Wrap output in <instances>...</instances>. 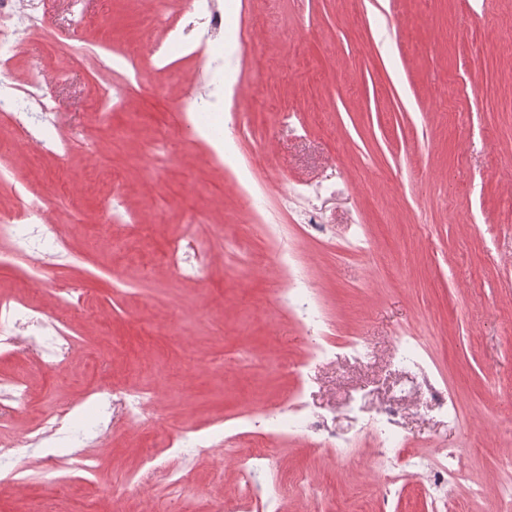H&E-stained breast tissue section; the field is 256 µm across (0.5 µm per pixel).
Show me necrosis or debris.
<instances>
[{"instance_id": "obj_1", "label": "necrosis or debris", "mask_w": 512, "mask_h": 512, "mask_svg": "<svg viewBox=\"0 0 512 512\" xmlns=\"http://www.w3.org/2000/svg\"><path fill=\"white\" fill-rule=\"evenodd\" d=\"M156 25L165 33L163 42L157 43L152 55L162 60L173 50L191 48L210 63L209 71L197 72L194 91L203 99V111L220 112L224 109V0H191L187 14L171 20L156 18ZM46 20L37 13L36 0H0V62L8 63L23 37L33 28L45 26ZM36 113L14 111L12 99L0 98V112L10 113L19 131L20 144L35 150L48 147L61 152L72 148L70 139L51 122L52 97L48 93L35 95ZM327 185L320 184L304 190L290 189L283 198L286 207L297 209L298 221L306 229L321 237H329L333 229L316 207L317 199L328 194ZM46 208L41 201H22L18 212H0V260L14 255L26 258L35 279H42L43 272L66 251L65 236L60 225L47 223ZM276 268L284 286L277 300L279 307L293 312L306 335V358L332 360L336 355L359 363L371 357V349L362 336L348 337L343 346H336L321 330L324 308L318 294L307 288L299 269L295 251L274 247ZM78 289L70 284L52 287L55 301L63 312L68 311ZM61 316H49L24 302L0 296V355L25 351L40 361L59 364L73 357L79 346L66 330ZM395 365L403 370L415 371L418 382L410 386L409 394L428 400L449 427H460L461 421L455 401L444 383L436 380L426 360L420 336L405 330L395 339ZM96 402L104 412L94 428V434L84 446L72 455L60 456L53 449L70 430L69 416L72 403L56 405L43 415L40 423L20 438L0 436V482L24 487L27 478L16 467L15 458L22 448L42 449L40 458L42 477L48 485H55L58 473L71 469L92 477L98 468L96 449L112 438V431L121 423L145 417L151 397L147 390L120 385L99 387ZM406 410L398 402L379 403L368 429L375 438L373 450L377 467H393L390 478L378 481L374 495L379 502H387L395 484L408 474L418 476L435 504L447 501L449 487L469 482L468 471L463 465L464 451L460 448H438L436 455L409 448L402 433V420ZM306 432L319 447L330 450L334 457L351 461L355 456L350 437L336 431L327 418L308 408L302 393H295L287 405H270L264 410L243 416L240 426L225 430L223 446H233L241 436H248L249 445L235 448L237 471L245 502L244 512H263L262 493L254 484V476L265 472L267 485L278 488L281 482L276 469L274 442L288 440L297 432ZM138 483L152 486L168 483L176 490H183L192 481L189 470L172 464L158 455L145 459L135 475Z\"/></svg>"}]
</instances>
